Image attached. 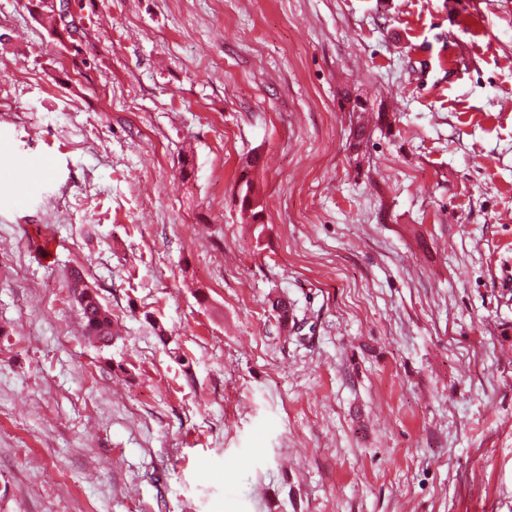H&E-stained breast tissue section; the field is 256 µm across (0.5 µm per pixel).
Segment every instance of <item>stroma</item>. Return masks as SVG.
Instances as JSON below:
<instances>
[{"label":"stroma","instance_id":"obj_1","mask_svg":"<svg viewBox=\"0 0 512 512\" xmlns=\"http://www.w3.org/2000/svg\"><path fill=\"white\" fill-rule=\"evenodd\" d=\"M79 3L0 0V512H512V0ZM36 3V12L37 14H41L40 11H42V15H48V18L50 19V26H51V33L53 35L58 36L60 39H64L65 35L69 39H75L74 35L69 32V30L65 26V22L63 19L62 14L67 17L69 15L68 9H73V5L71 0H65L63 2L64 10L62 11V14L60 11H58L56 7L55 1L60 2L59 0H35ZM67 3V8H66ZM238 198L241 209L252 213L253 223L257 225L255 228V232H257L256 239L259 242L260 236L265 228L264 224H262L263 207L260 204V200L255 195L249 179H246L241 186ZM70 288L79 306L85 335L108 346L114 338L111 309L101 301L99 293L86 281L81 270L71 271Z\"/></svg>","mask_w":512,"mask_h":512}]
</instances>
